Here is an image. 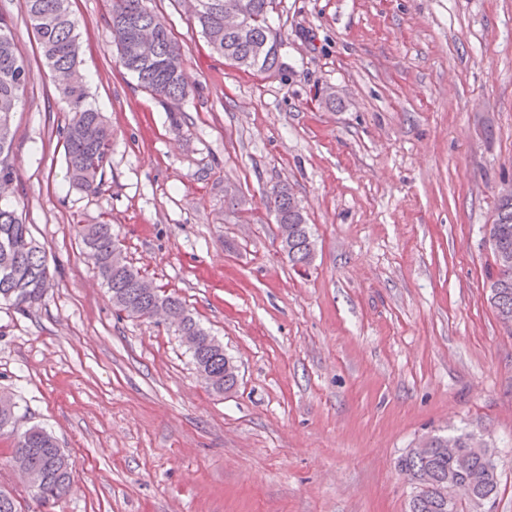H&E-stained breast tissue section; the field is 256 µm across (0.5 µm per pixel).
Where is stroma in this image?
Here are the masks:
<instances>
[{"label": "stroma", "mask_w": 512, "mask_h": 512, "mask_svg": "<svg viewBox=\"0 0 512 512\" xmlns=\"http://www.w3.org/2000/svg\"><path fill=\"white\" fill-rule=\"evenodd\" d=\"M87 102L112 128L99 189H72L71 114L28 24L0 0L33 77L5 201L44 247L42 302L0 303V396L70 457L39 510L0 434L19 512H408L398 458L461 431L512 512V333L489 302L485 226L512 180V0H276L280 67L213 53L189 0H151L185 54L162 104L118 62L104 0H71ZM288 186L315 241L292 266L267 206ZM224 346L207 389L161 318L112 306L81 224Z\"/></svg>", "instance_id": "obj_1"}]
</instances>
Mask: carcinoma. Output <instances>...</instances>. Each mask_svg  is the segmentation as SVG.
<instances>
[{
	"label": "carcinoma",
	"mask_w": 512,
	"mask_h": 512,
	"mask_svg": "<svg viewBox=\"0 0 512 512\" xmlns=\"http://www.w3.org/2000/svg\"><path fill=\"white\" fill-rule=\"evenodd\" d=\"M70 0H25L30 26L48 69L67 80L58 83V93L72 112L63 129L67 174L72 187L95 192L98 174L103 172L112 143V128L101 113L86 105V87L80 78L78 34L69 9ZM112 35L119 63L136 77L139 85L158 100L179 101L189 93L183 58L173 33L150 9V0H107ZM274 0H201L196 15L211 49L241 68L270 71L278 66L277 38L272 36L269 16ZM241 14L244 33L224 29V11ZM152 25L158 30L156 51L150 58L138 59L124 45L127 22ZM27 70L20 58L11 25L0 14V181L14 180L16 166L12 150L11 121L22 102L26 84L19 82V71ZM276 213L283 248L294 266L311 264L315 243L303 209L287 188L270 197ZM487 233L496 239L493 264L488 270L489 301L496 314L512 315V196L498 198L494 222ZM78 234L84 254L111 294L118 311L129 317L149 318L158 302L167 303L171 325L190 352L196 371L206 387L230 392L237 384L236 366L224 356V346L186 309L183 303L159 289L146 286L148 280L129 263H114L118 249L110 224H81ZM45 252L30 234L16 209L0 206V300L17 307L40 302L49 281ZM458 453L448 455V442ZM14 463L40 468L41 476L33 487L37 501L48 506L66 497L72 490L73 475L69 457L56 438L40 426H31L16 435ZM412 482L429 476L433 483L448 479L470 484L481 497H493L498 474L484 446H475V436L461 433L433 436L428 446L407 451L397 463ZM409 512H464L461 501L443 497L437 490L420 492L409 502Z\"/></svg>",
	"instance_id": "1"
}]
</instances>
